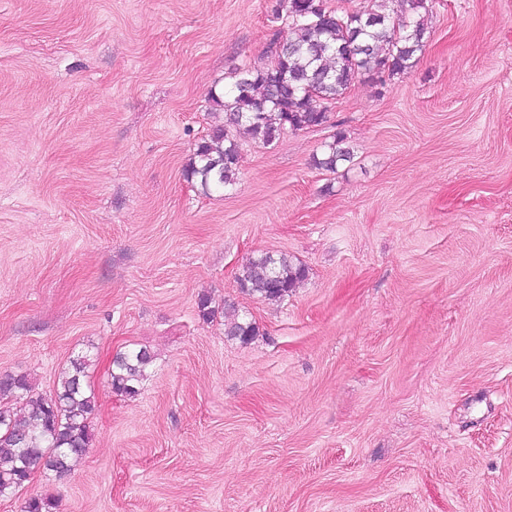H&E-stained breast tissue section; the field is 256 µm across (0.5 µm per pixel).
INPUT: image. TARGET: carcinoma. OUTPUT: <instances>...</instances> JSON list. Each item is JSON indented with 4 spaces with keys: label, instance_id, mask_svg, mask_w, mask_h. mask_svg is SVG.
<instances>
[{
    "label": "carcinoma",
    "instance_id": "1",
    "mask_svg": "<svg viewBox=\"0 0 512 512\" xmlns=\"http://www.w3.org/2000/svg\"><path fill=\"white\" fill-rule=\"evenodd\" d=\"M341 11L326 0H279L276 18L288 27V37L273 38L269 60L259 66L237 68L233 83L211 100L224 112V122L199 143L186 167L188 178L205 194L236 184L238 141L244 131L265 142L289 128L303 130L327 122L329 107L358 78L385 84L413 68L424 50L423 19L391 16L386 0ZM338 132L324 145L317 167L334 171L351 158ZM307 276L304 266L286 256L251 259L237 277L240 290L263 301H281ZM226 335L242 342L256 335L254 323L235 319ZM153 356L145 347L119 352L109 373L112 391L134 397L146 378ZM90 352L70 360L54 393L31 395L24 374L0 376V497L22 487L27 473L40 468L58 478L72 471L92 440L90 419L96 400L87 382ZM53 501L35 496L23 512H52Z\"/></svg>",
    "mask_w": 512,
    "mask_h": 512
}]
</instances>
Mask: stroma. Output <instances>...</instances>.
<instances>
[{"label": "stroma", "instance_id": "stroma-1", "mask_svg": "<svg viewBox=\"0 0 512 512\" xmlns=\"http://www.w3.org/2000/svg\"><path fill=\"white\" fill-rule=\"evenodd\" d=\"M277 2L0 0V375L48 394L88 349L96 396L71 474L0 512H512V0H426L416 66L239 136L203 195L210 92L266 62ZM263 254L307 269L284 300L239 289ZM344 141V134L341 132L336 133L333 141L323 146L321 158L317 156L314 158L315 165L327 171H335L340 162L349 161L351 153L348 148L342 147ZM152 362L153 356L146 347L117 353L109 373L112 391L128 397L136 396Z\"/></svg>", "mask_w": 512, "mask_h": 512}]
</instances>
